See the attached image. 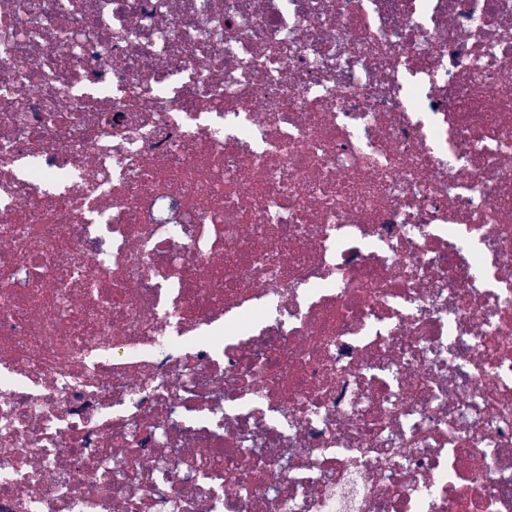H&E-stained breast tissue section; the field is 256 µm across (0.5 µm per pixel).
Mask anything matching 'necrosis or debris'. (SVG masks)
<instances>
[{
	"instance_id": "obj_1",
	"label": "necrosis or debris",
	"mask_w": 512,
	"mask_h": 512,
	"mask_svg": "<svg viewBox=\"0 0 512 512\" xmlns=\"http://www.w3.org/2000/svg\"><path fill=\"white\" fill-rule=\"evenodd\" d=\"M0 512H512V0H0Z\"/></svg>"
}]
</instances>
